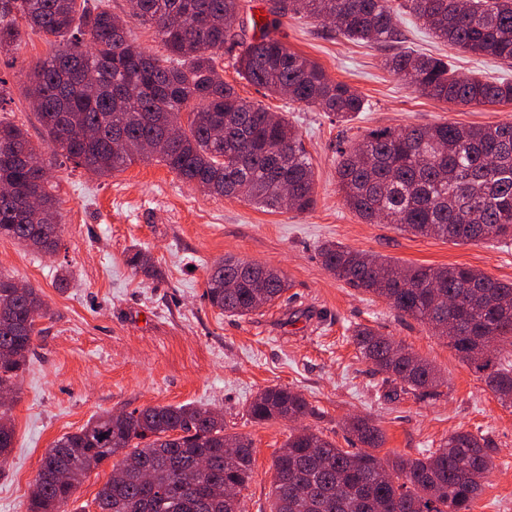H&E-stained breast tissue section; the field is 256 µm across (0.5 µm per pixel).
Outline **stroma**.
<instances>
[{"label": "stroma", "mask_w": 512, "mask_h": 512, "mask_svg": "<svg viewBox=\"0 0 512 512\" xmlns=\"http://www.w3.org/2000/svg\"><path fill=\"white\" fill-rule=\"evenodd\" d=\"M397 27L403 49L448 56L467 75L512 80L511 66L448 46L409 12L401 13ZM276 35L365 99L364 110L341 125L328 113L242 80L235 69L241 46L219 54L220 73L242 98L284 113L298 128L313 163L310 210L268 211L211 195L154 160L100 178L60 157L53 179L63 227L58 251L36 253L0 238V273L37 288L48 307L10 411L15 434L0 471V512H27L46 450L92 417L186 404L219 412L227 432L252 440L253 477L241 498L246 512H270L272 464L292 424L253 422L246 407L274 386L301 392L315 409L306 425L337 447H353L344 429L350 416L372 419L385 435L375 451L384 460L422 457L458 429L488 435L498 452L473 512H512V405L498 399L447 339L397 315L383 299L336 280L318 254L330 240L402 263L466 266L512 282V243L455 244L393 224L365 223L346 205L336 175L339 146L371 130L512 122V105L463 106L423 96L385 69L388 48L348 40L309 18L285 19ZM56 49L52 37L27 30L18 46L0 50V120L23 128L45 155L50 149L22 75ZM137 252L149 257L154 273L131 265ZM225 256L280 270L287 292L249 316L220 313L204 291L209 267ZM361 325L434 366L443 380L440 397L387 399L382 375L352 342Z\"/></svg>", "instance_id": "1"}]
</instances>
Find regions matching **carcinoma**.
I'll list each match as a JSON object with an SVG mask.
<instances>
[{
	"label": "carcinoma",
	"instance_id": "obj_1",
	"mask_svg": "<svg viewBox=\"0 0 512 512\" xmlns=\"http://www.w3.org/2000/svg\"><path fill=\"white\" fill-rule=\"evenodd\" d=\"M134 2L135 17L154 28L166 55L129 39L109 0H0L1 50L14 46L25 27L66 40L26 74V95L40 104L52 153L109 177L144 158L152 143L158 161L205 192L267 210H310L314 173L298 131L283 113L242 99L218 71L216 52L240 43V0ZM405 8L436 38L512 62V0H270L269 17L253 21L260 36L245 46L236 73L347 123L364 108L361 94L277 38L281 19L328 20L348 39L377 44L397 40L395 20ZM385 66L438 101L512 103V82L460 74L436 56L400 51ZM173 123L179 135L158 144ZM28 154L36 150L27 133L0 121V188H9L0 192V237L53 254L63 229L52 162L43 158L33 167ZM337 173L346 205L367 224L455 243L512 240V123L376 129L340 149ZM32 194L40 197L36 209L26 206ZM319 254L336 279L447 338L512 404V283L464 266L402 264L333 241ZM286 290L280 271L226 256L211 266L205 295L222 313L244 317ZM46 314L37 289L19 290L0 275V391H15ZM352 339L384 375L387 398L439 395L441 380L428 362L368 326L356 327ZM10 410L0 399V470L13 448ZM247 415L257 423L295 422L314 410L302 393L272 387L250 402ZM346 428L362 449L338 448L309 427L290 432L273 462L272 512H472L497 453L488 436L456 430L421 458L383 462L369 452L384 443L370 418L354 416ZM116 455L123 476L99 489L98 512H245L241 499L214 490L246 487L252 441L227 433L219 413L190 405L107 413L62 436L42 459L28 512H67L87 474Z\"/></svg>",
	"mask_w": 512,
	"mask_h": 512
}]
</instances>
